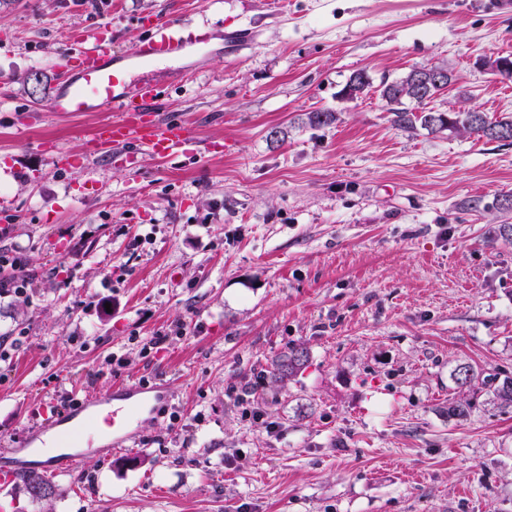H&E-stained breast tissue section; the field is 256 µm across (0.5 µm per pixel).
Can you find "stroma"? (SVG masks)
<instances>
[{"instance_id":"obj_1","label":"stroma","mask_w":512,"mask_h":512,"mask_svg":"<svg viewBox=\"0 0 512 512\" xmlns=\"http://www.w3.org/2000/svg\"><path fill=\"white\" fill-rule=\"evenodd\" d=\"M153 15L210 33L150 71L158 114L224 150L133 173L92 151L111 113L42 106L73 30L123 52ZM509 54L500 0H0V253L32 279L0 293V445L27 446L64 392L170 391L131 447L48 475L52 496L0 483V512H512L493 397L512 375V144L396 129L380 96L442 64L434 109L512 113V82L478 66ZM356 71L371 85L344 98ZM322 109L336 121L309 126ZM291 347L309 361L282 387ZM308 353L303 347L288 348L272 364L270 374L276 383L285 385L307 362Z\"/></svg>"}]
</instances>
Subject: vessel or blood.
<instances>
[{
	"instance_id": "obj_1",
	"label": "vessel or blood",
	"mask_w": 512,
	"mask_h": 512,
	"mask_svg": "<svg viewBox=\"0 0 512 512\" xmlns=\"http://www.w3.org/2000/svg\"><path fill=\"white\" fill-rule=\"evenodd\" d=\"M154 28L163 30L161 39L138 40L123 55L112 52V44L101 34L82 32L78 53L65 56L62 63L60 89L43 106L47 112H115L116 120L101 124L93 142L97 149H110L111 162L129 169H138L143 157L170 159L184 153L192 144L190 129L178 118L161 119L154 106L159 97V86L147 67L161 55L176 58L193 45L207 42L202 33H169V24L158 18ZM165 390L155 386L142 388L138 383L114 385L94 399L85 401L79 410H59L52 424L33 432L36 440H43L52 427H68L71 435H79L99 421L98 410L113 407L112 441L104 446L103 454L122 449L128 442L124 420L115 410L116 405L145 408L164 400ZM80 456L54 450L46 453L40 462H32L26 449L0 448V480L10 481L15 473L37 468L61 473L78 465Z\"/></svg>"
}]
</instances>
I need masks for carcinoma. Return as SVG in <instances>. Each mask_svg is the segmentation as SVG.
<instances>
[{"mask_svg": "<svg viewBox=\"0 0 512 512\" xmlns=\"http://www.w3.org/2000/svg\"><path fill=\"white\" fill-rule=\"evenodd\" d=\"M413 71L393 81H384L380 93L386 101L387 112L391 115L393 126L401 130H414L422 127L431 132H442L453 129L461 135L475 134L489 141L501 140V132L512 133V116L495 117L479 110L447 111L433 110L428 104L441 95L448 85H431L425 91V97L419 101H410L408 96L411 88ZM370 86L368 76L362 71L352 73L344 90L359 96ZM308 353L303 347H292L282 353L272 364L270 374L275 382L282 385L300 371L307 362ZM475 378L474 369L464 363L456 367L452 379L458 387L463 388ZM493 394L502 404H512V376L504 375L493 389ZM472 405L469 400L458 397L448 400V417L463 419L470 415ZM27 486L30 494L36 498H47L53 493L52 485L40 474L31 472L27 475Z\"/></svg>", "mask_w": 512, "mask_h": 512, "instance_id": "cac0c4a2", "label": "carcinoma"}]
</instances>
